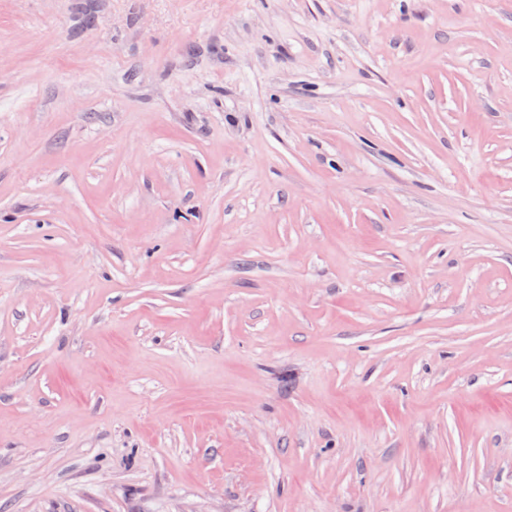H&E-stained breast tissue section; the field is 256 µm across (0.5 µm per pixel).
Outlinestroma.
<instances>
[{"instance_id": "35a3bbf8", "label": "stroma", "mask_w": 512, "mask_h": 512, "mask_svg": "<svg viewBox=\"0 0 512 512\" xmlns=\"http://www.w3.org/2000/svg\"><path fill=\"white\" fill-rule=\"evenodd\" d=\"M0 512H512V0H0Z\"/></svg>"}]
</instances>
